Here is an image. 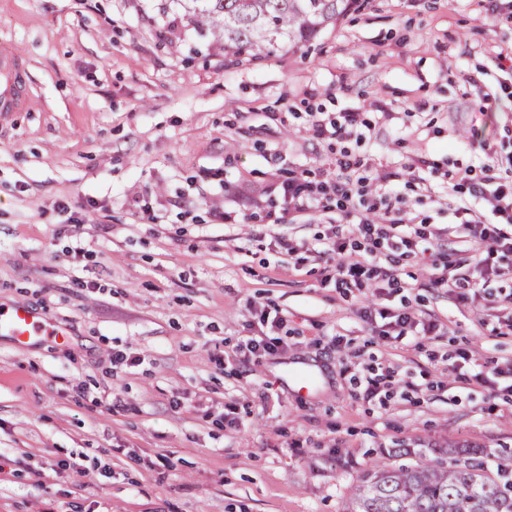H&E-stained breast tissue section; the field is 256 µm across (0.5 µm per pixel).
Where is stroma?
<instances>
[{
    "mask_svg": "<svg viewBox=\"0 0 512 512\" xmlns=\"http://www.w3.org/2000/svg\"><path fill=\"white\" fill-rule=\"evenodd\" d=\"M486 3L363 0L316 41L238 63L222 25L200 29L182 0H0L28 96L0 112V305L71 330L27 349L0 337V512H343L392 449L512 450V378L451 368L462 349L512 360L494 311L386 246L377 262L401 288L336 290L306 250L335 205L274 224L266 192L346 153L396 174L407 223L442 228L438 249L461 257L451 173L512 162V74L497 60L512 53V0ZM357 107L363 138H313L311 113ZM231 197L234 219L216 223ZM372 300L443 334L379 339L358 315ZM261 305L284 317L285 348L243 365ZM303 362L320 370L307 391L286 376ZM362 368L398 371L407 396L363 400Z\"/></svg>",
    "mask_w": 512,
    "mask_h": 512,
    "instance_id": "35a3bbf8",
    "label": "stroma"
}]
</instances>
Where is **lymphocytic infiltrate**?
Returning <instances> with one entry per match:
<instances>
[{"mask_svg":"<svg viewBox=\"0 0 512 512\" xmlns=\"http://www.w3.org/2000/svg\"><path fill=\"white\" fill-rule=\"evenodd\" d=\"M456 186L467 189L470 196L482 203L478 209L463 203L454 210L457 223L463 226L472 244L471 254L456 261L446 260L438 251L427 252L426 243L439 238L436 228L428 224L417 228L405 224L398 206L400 197L388 175H365L359 161L337 159L336 169L329 178L315 180L302 174L276 182L273 190L280 200L282 213H301L332 197L337 209L352 219L359 233L392 243L406 255L430 253L432 285L470 289L473 299L484 301L497 310L498 333L511 334L512 292L503 294L494 291L493 286L504 276L501 258L512 254V166L504 170L485 167L478 178L472 177L467 169L457 172ZM313 249L323 256L335 254L336 289L360 288L368 280L375 281L381 290L400 285L394 266L374 264L373 249L348 250L339 226H332L324 241L314 244ZM359 316L372 325L377 336L389 340L413 334L438 336L443 332L441 323L420 317L409 306L378 314L365 306ZM260 318L269 333L247 337L235 353L241 363L275 353L281 346L274 332L282 328L283 318L265 309L261 310Z\"/></svg>","mask_w":512,"mask_h":512,"instance_id":"f902f5d3","label":"lymphocytic infiltrate"}]
</instances>
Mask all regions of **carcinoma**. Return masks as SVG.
I'll return each mask as SVG.
<instances>
[{
    "label": "carcinoma",
    "instance_id": "obj_1",
    "mask_svg": "<svg viewBox=\"0 0 512 512\" xmlns=\"http://www.w3.org/2000/svg\"><path fill=\"white\" fill-rule=\"evenodd\" d=\"M202 21H224V55L268 57L313 40L357 0H191ZM446 462L395 448L358 478L346 512H512V456L491 465L475 448H451Z\"/></svg>",
    "mask_w": 512,
    "mask_h": 512
}]
</instances>
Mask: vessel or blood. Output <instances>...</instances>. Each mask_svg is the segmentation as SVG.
<instances>
[{
	"mask_svg": "<svg viewBox=\"0 0 512 512\" xmlns=\"http://www.w3.org/2000/svg\"><path fill=\"white\" fill-rule=\"evenodd\" d=\"M22 68L20 58L6 45L0 46V112H16L23 108L18 74ZM0 336L8 337L20 348L26 349L39 339L47 337L63 344L70 332L65 325L51 319L44 312L16 304L0 309Z\"/></svg>",
	"mask_w": 512,
	"mask_h": 512,
	"instance_id": "b4317fda",
	"label": "vessel or blood"
}]
</instances>
